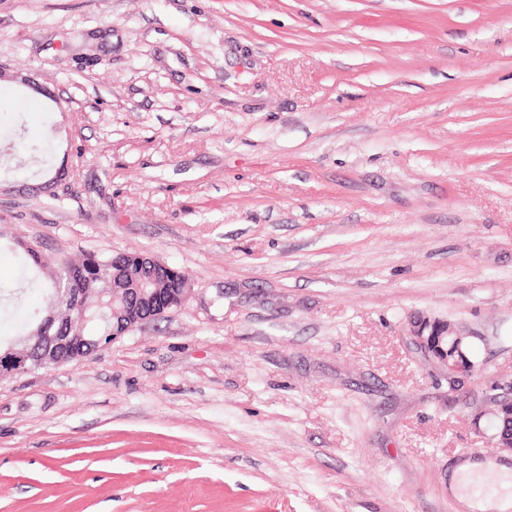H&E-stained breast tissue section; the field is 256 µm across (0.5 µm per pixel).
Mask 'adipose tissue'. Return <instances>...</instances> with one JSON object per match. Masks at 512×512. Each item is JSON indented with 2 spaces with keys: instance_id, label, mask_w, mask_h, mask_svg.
Instances as JSON below:
<instances>
[{
  "instance_id": "obj_1",
  "label": "adipose tissue",
  "mask_w": 512,
  "mask_h": 512,
  "mask_svg": "<svg viewBox=\"0 0 512 512\" xmlns=\"http://www.w3.org/2000/svg\"><path fill=\"white\" fill-rule=\"evenodd\" d=\"M498 471L500 487L491 494L473 491L472 486L486 470ZM448 488L468 512H512V467L492 460L458 463L448 475Z\"/></svg>"
}]
</instances>
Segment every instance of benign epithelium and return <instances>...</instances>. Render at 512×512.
I'll return each instance as SVG.
<instances>
[{"label": "benign epithelium", "mask_w": 512, "mask_h": 512, "mask_svg": "<svg viewBox=\"0 0 512 512\" xmlns=\"http://www.w3.org/2000/svg\"><path fill=\"white\" fill-rule=\"evenodd\" d=\"M139 299L142 300V304L150 307L149 313H127L112 324V331L108 335L99 337L97 345L110 344L143 322L171 311L173 306V303L162 299L159 288L139 296ZM55 301L59 307L71 312L81 315L85 312L84 306L74 299L69 288H56ZM55 322V316H46L36 330L27 336L18 337L5 352H0V376L25 373L37 366L58 365L86 357V345L89 344V340L84 336L83 328L74 331L70 329L57 336L44 335L45 328L54 325ZM411 336L420 350L427 355L446 358L448 352H453V362L448 366L449 388L456 392L466 388L473 376L470 358L462 350V344L467 340V336L451 323L439 325L426 322L412 326ZM491 402L493 408L489 411V425L495 428L492 435L495 447L512 454V380L498 385V393L491 397Z\"/></svg>", "instance_id": "7a95c632"}]
</instances>
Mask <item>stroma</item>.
<instances>
[{
    "label": "stroma",
    "mask_w": 512,
    "mask_h": 512,
    "mask_svg": "<svg viewBox=\"0 0 512 512\" xmlns=\"http://www.w3.org/2000/svg\"><path fill=\"white\" fill-rule=\"evenodd\" d=\"M0 67L53 144L0 156V334L87 253L193 288L0 378V512H464L512 377V0H0ZM410 332L420 350L427 355L445 357L448 362V355H451L449 351H453V362L448 366V385L456 392L465 389L473 376L471 361L476 369L480 367L477 359L469 353L468 344L464 346V351L462 350V344L467 341L468 336L462 334L450 322L447 325L421 322L412 325Z\"/></svg>",
    "instance_id": "1"
}]
</instances>
